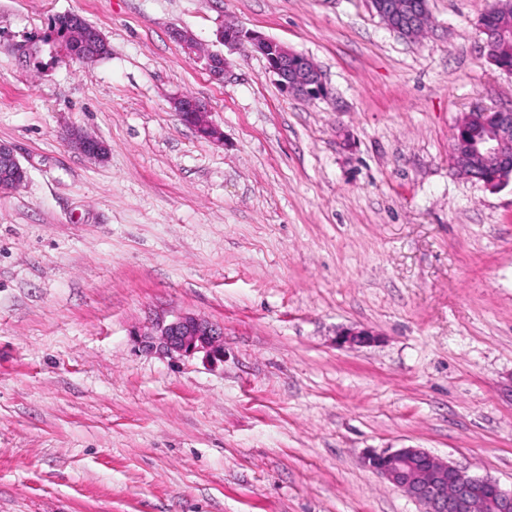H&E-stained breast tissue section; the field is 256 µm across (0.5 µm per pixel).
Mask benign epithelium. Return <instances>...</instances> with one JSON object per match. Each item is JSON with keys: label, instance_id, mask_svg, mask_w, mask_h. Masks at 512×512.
Here are the masks:
<instances>
[{"label": "benign epithelium", "instance_id": "obj_1", "mask_svg": "<svg viewBox=\"0 0 512 512\" xmlns=\"http://www.w3.org/2000/svg\"><path fill=\"white\" fill-rule=\"evenodd\" d=\"M480 40L488 58H493L495 45L508 36L503 30L491 31L479 26ZM220 41L230 47L250 44L252 51L267 59V70L277 78L283 92L308 97L327 95L328 89L314 62L283 44L237 27L221 30ZM227 60L220 53L207 55L206 70L215 80L224 78ZM175 110L181 119L197 132L211 139L221 137V132L207 119V111L194 98L183 96L175 101ZM487 118L488 133L474 145L473 153L493 164L499 170L496 178L485 183L495 189L512 182V112L483 111ZM86 155L103 159L107 156L106 144L89 134L79 131L68 133ZM0 154L9 156L15 173L0 181V192L19 186L26 177V170L14 148L0 143ZM155 332L161 336L163 349L169 354H204L208 360H218L224 355V330L216 324L190 314L177 316L171 322L159 323ZM373 340V333L366 329H348L339 333L342 344H364ZM365 465L402 490L425 507V512H473L475 488L490 486L496 497L492 502L495 512H512V492L500 488L488 477L467 473L456 465L441 460L422 448H397L373 452L364 459Z\"/></svg>", "mask_w": 512, "mask_h": 512}]
</instances>
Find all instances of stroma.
Instances as JSON below:
<instances>
[{
    "label": "stroma",
    "instance_id": "obj_1",
    "mask_svg": "<svg viewBox=\"0 0 512 512\" xmlns=\"http://www.w3.org/2000/svg\"><path fill=\"white\" fill-rule=\"evenodd\" d=\"M427 3L408 39L369 0H0V142L27 171L0 192V512H424L363 463L403 447L512 491V183L450 159L512 74L478 36L491 0ZM68 13L106 57L14 52ZM228 22L329 96L285 95ZM179 314L223 327V362L142 349ZM220 41L230 47L249 43L252 51L267 59L268 72L277 78L278 85L286 94L323 97L328 93L314 62L277 41L237 27L221 30ZM174 105L181 119L194 127L200 136L211 139L221 137V132L208 121L207 111L196 99L183 96L178 98ZM68 138L74 141L78 148L90 157L104 159L107 156L108 148L106 144L97 137L79 131H71L68 133Z\"/></svg>",
    "mask_w": 512,
    "mask_h": 512
}]
</instances>
